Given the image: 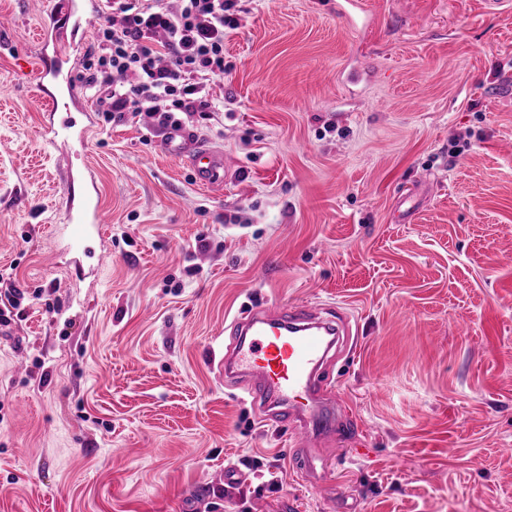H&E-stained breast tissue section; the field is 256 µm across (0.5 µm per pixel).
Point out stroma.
<instances>
[{"label":"stroma","mask_w":512,"mask_h":512,"mask_svg":"<svg viewBox=\"0 0 512 512\" xmlns=\"http://www.w3.org/2000/svg\"><path fill=\"white\" fill-rule=\"evenodd\" d=\"M363 2L238 0L203 188L136 122L52 141L60 0H0V512H512V9ZM89 184L108 219L77 245ZM254 301L350 316L321 483L224 385ZM24 293L19 289L15 288L13 283H9L8 286L4 289L2 293V289L0 292V323L2 325H9L10 318L5 314L7 311L12 314L13 312L10 309L18 310L21 306V300L23 299ZM3 306V308H2Z\"/></svg>","instance_id":"1"}]
</instances>
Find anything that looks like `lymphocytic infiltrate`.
Masks as SVG:
<instances>
[{"mask_svg":"<svg viewBox=\"0 0 512 512\" xmlns=\"http://www.w3.org/2000/svg\"><path fill=\"white\" fill-rule=\"evenodd\" d=\"M238 0H112L79 82L105 121L157 131L224 109L211 86L224 75V32Z\"/></svg>","mask_w":512,"mask_h":512,"instance_id":"f902f5d3","label":"lymphocytic infiltrate"}]
</instances>
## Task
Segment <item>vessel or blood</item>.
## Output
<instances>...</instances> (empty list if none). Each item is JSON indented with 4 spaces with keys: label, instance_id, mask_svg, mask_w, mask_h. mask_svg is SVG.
Here are the masks:
<instances>
[{
    "label": "vessel or blood",
    "instance_id": "1",
    "mask_svg": "<svg viewBox=\"0 0 512 512\" xmlns=\"http://www.w3.org/2000/svg\"><path fill=\"white\" fill-rule=\"evenodd\" d=\"M100 7L101 0H63L62 9L43 22L34 74L40 85L53 90L51 111L67 114L79 99L69 60L55 44L60 36L84 32L89 16ZM54 136L77 150L86 146L85 128L67 118ZM162 148L171 156L189 159L196 183L207 187L223 183V154L199 144L187 127L168 128ZM69 221L81 239L89 227L104 223L105 216L90 196ZM229 326L233 341L224 348L225 385L244 387L254 406L267 410L274 422L289 431L298 450L295 471L300 478L321 480L325 463L317 443L334 438L349 418L345 403L325 375L333 350L348 332L346 324L299 307L283 310L254 304Z\"/></svg>",
    "mask_w": 512,
    "mask_h": 512
}]
</instances>
